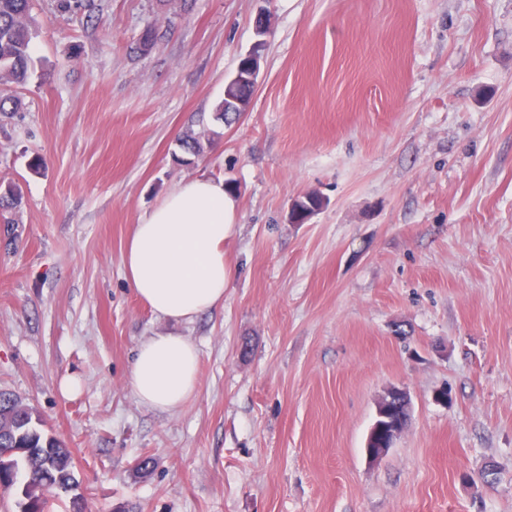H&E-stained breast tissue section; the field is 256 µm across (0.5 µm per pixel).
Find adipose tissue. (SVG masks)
<instances>
[{
    "mask_svg": "<svg viewBox=\"0 0 512 512\" xmlns=\"http://www.w3.org/2000/svg\"><path fill=\"white\" fill-rule=\"evenodd\" d=\"M236 209L223 180L198 177L139 217L123 252V273L154 314L189 322L223 303L234 276L224 245L236 232ZM198 366V348L187 337H146L131 365L132 393L146 407L177 411L197 390Z\"/></svg>",
    "mask_w": 512,
    "mask_h": 512,
    "instance_id": "1",
    "label": "adipose tissue"
}]
</instances>
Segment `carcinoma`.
Wrapping results in <instances>:
<instances>
[{
	"mask_svg": "<svg viewBox=\"0 0 512 512\" xmlns=\"http://www.w3.org/2000/svg\"><path fill=\"white\" fill-rule=\"evenodd\" d=\"M33 0H0V85H23L33 66L31 43ZM62 12H88L99 9L95 0H58ZM179 148L193 157L203 150L202 135L188 132L179 138ZM21 201L16 188L0 190V219L9 224L5 214ZM20 448L22 452L11 453ZM23 474L27 483L25 496L44 512L49 496L77 489L72 469L71 451L42 429L41 419L22 400L0 392V489L11 488V475Z\"/></svg>",
	"mask_w": 512,
	"mask_h": 512,
	"instance_id": "cac0c4a2",
	"label": "carcinoma"
}]
</instances>
